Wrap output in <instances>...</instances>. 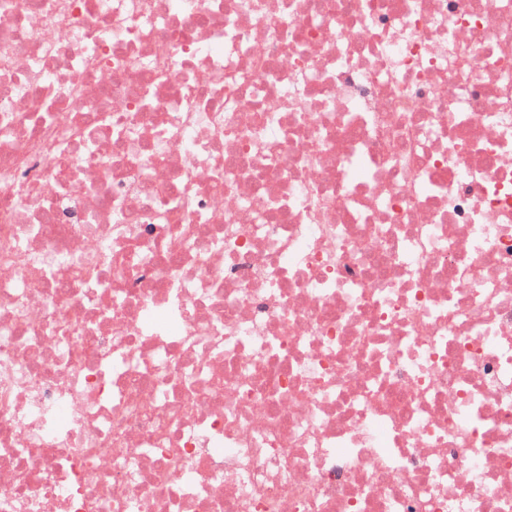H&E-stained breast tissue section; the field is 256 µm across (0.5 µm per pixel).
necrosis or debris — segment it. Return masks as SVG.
<instances>
[{"mask_svg": "<svg viewBox=\"0 0 512 512\" xmlns=\"http://www.w3.org/2000/svg\"><path fill=\"white\" fill-rule=\"evenodd\" d=\"M0 512H512V0H0Z\"/></svg>", "mask_w": 512, "mask_h": 512, "instance_id": "necrosis-or-debris-1", "label": "necrosis or debris"}]
</instances>
